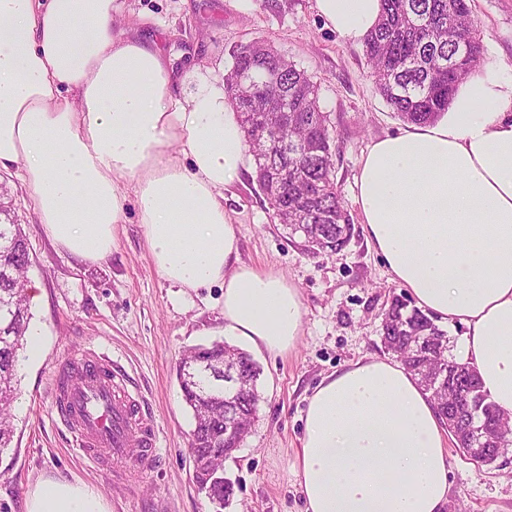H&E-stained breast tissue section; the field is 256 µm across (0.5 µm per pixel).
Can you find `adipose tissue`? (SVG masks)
<instances>
[{
  "mask_svg": "<svg viewBox=\"0 0 512 512\" xmlns=\"http://www.w3.org/2000/svg\"><path fill=\"white\" fill-rule=\"evenodd\" d=\"M363 41L381 0H315ZM116 0H0V168L70 256L111 255L134 201L159 276L224 291L225 330L274 355L302 333L300 293L240 262L224 190L248 170L218 67L179 75L157 46L113 35ZM367 239L417 307L467 328L463 359L512 415V76L462 86L438 121L374 141L354 181ZM296 472L305 512H444L449 457L434 402L401 363L362 359L308 398ZM25 512H106L40 482Z\"/></svg>",
  "mask_w": 512,
  "mask_h": 512,
  "instance_id": "ef3b65f1",
  "label": "adipose tissue"
}]
</instances>
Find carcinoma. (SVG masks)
<instances>
[{"label":"carcinoma","mask_w":512,"mask_h":512,"mask_svg":"<svg viewBox=\"0 0 512 512\" xmlns=\"http://www.w3.org/2000/svg\"><path fill=\"white\" fill-rule=\"evenodd\" d=\"M379 23L364 38L366 57L375 84L390 108L406 123L425 124L437 121L447 110L460 84L479 67L483 46L471 23L468 0H382ZM469 42L467 57L455 56L461 39ZM241 72L251 74L254 91L243 93L236 82ZM225 93L240 112L242 126L251 122L250 112L264 111L263 105L284 96L288 111L301 122L291 125L288 117L275 114L269 119L270 144L278 140L302 137L308 153L302 158L304 182L288 181L276 185L269 170L287 165L289 159L272 150L269 157L254 156L256 182L264 196L272 199L280 211L282 224L293 220L303 202L317 213L314 224L323 235H331L342 247L352 235L351 219L335 182L333 137L327 116L319 106L317 84L293 63L273 54L263 41L239 49L233 69L224 77ZM26 234L20 224H0V253L9 255L15 266L13 277L0 271V454L7 450L14 436L11 409L18 398L20 351L25 346L31 313L25 288L27 253L23 244ZM381 343L396 355L417 382L429 394L443 419H456L448 431L457 442L464 441L468 410L462 406L448 408V387L430 386L427 378L436 362H448V336L433 319L419 308L409 306L403 297H394L382 320ZM230 357L241 366L245 391L238 395V414L242 427L250 430L259 401L252 392L260 372L251 363V355L234 348ZM185 404L191 409L194 444L211 447L216 436L224 432V390L212 373L198 372L191 385L180 383ZM217 473L224 478L223 490L209 500L219 506L229 502L234 483L224 477V462L208 463L195 474L201 491L208 489L205 474Z\"/></svg>","instance_id":"cac0c4a2"}]
</instances>
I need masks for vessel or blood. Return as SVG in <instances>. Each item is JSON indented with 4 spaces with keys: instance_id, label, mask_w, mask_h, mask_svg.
I'll list each match as a JSON object with an SVG mask.
<instances>
[{
    "instance_id": "b4317fda",
    "label": "vessel or blood",
    "mask_w": 512,
    "mask_h": 512,
    "mask_svg": "<svg viewBox=\"0 0 512 512\" xmlns=\"http://www.w3.org/2000/svg\"><path fill=\"white\" fill-rule=\"evenodd\" d=\"M53 406L94 464L120 461L137 471L157 451V426L147 401L126 369L107 354L63 359Z\"/></svg>"
}]
</instances>
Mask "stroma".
Masks as SVG:
<instances>
[{"label": "stroma", "mask_w": 512, "mask_h": 512, "mask_svg": "<svg viewBox=\"0 0 512 512\" xmlns=\"http://www.w3.org/2000/svg\"><path fill=\"white\" fill-rule=\"evenodd\" d=\"M113 33L163 34V51L176 71L192 63L222 62L257 40L304 70L319 87L320 108L335 138L338 189L354 224L341 252L308 254L274 217L253 175L224 194L235 219L242 262L285 275L303 303L302 334L285 355L254 352L261 367L262 400L250 433L224 472L235 496L217 508L193 480L188 438L193 428L182 400L177 361L182 351L223 341L221 288L192 290L157 273L137 220L135 203L116 228L107 260L85 263L60 250L19 190L14 170L0 179L16 188L8 218L22 225L29 244L27 277L39 282L31 307L43 334L41 356L24 363L11 448L0 455V512H24L27 495L47 478H63L98 490L109 512H305L294 472L307 398L326 375L370 356L384 357L383 311L403 289L391 282L383 260L368 244L353 197L363 153L375 140L398 133L404 123L388 107L370 75L363 44L343 40L315 10V0H119ZM484 47L476 77L512 73V0H471ZM90 350L123 365L154 414L157 456L144 470L119 478L80 453L52 407L58 363ZM446 512H512V451L479 466L449 445Z\"/></svg>", "instance_id": "35a3bbf8"}]
</instances>
